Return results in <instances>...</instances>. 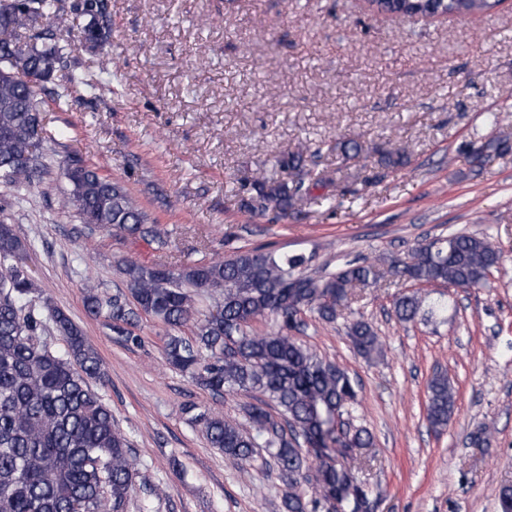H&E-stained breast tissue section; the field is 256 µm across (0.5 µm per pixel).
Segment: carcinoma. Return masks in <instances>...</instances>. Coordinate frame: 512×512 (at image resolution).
I'll return each instance as SVG.
<instances>
[{
	"instance_id": "obj_1",
	"label": "carcinoma",
	"mask_w": 512,
	"mask_h": 512,
	"mask_svg": "<svg viewBox=\"0 0 512 512\" xmlns=\"http://www.w3.org/2000/svg\"><path fill=\"white\" fill-rule=\"evenodd\" d=\"M499 0H376L378 9L408 15L469 16L493 11ZM74 18L81 19L75 26ZM48 22L56 34H38L25 43L19 33ZM79 42L95 51L104 71L111 64L108 0H0V184L16 202L41 182L45 164L34 110L37 96L60 72L64 85L54 92L58 105L72 94L94 95L101 81L65 63L67 47ZM290 181L259 172L250 182L252 211L285 213L307 195L303 152L278 160ZM67 190L61 198L89 228L116 230L134 239L164 245L155 226L124 182L100 173L79 158L65 161ZM27 248L13 225L0 220V512H126L137 476L127 437L115 427L112 411L90 380L106 376L103 359L82 328L48 298L43 312L26 309L34 291L25 263ZM303 255L263 249L238 250L170 267L123 262L125 290L103 302L95 286L85 285V306L94 317L106 314L112 332L135 343L129 326L144 313L166 328L193 322L192 336L167 335L169 366L187 373L217 396L257 394L243 418L183 408L187 422L203 431L213 448L244 472L257 461L274 462L272 472L287 486L282 512H369L357 457L371 456L372 434L343 419L356 402L355 383L337 364L298 341L294 333L311 313L336 320L361 288H380L388 280L483 288L501 265V253L486 236L452 233L418 244L389 264L349 260L335 271H305ZM214 304L196 316V297ZM448 303L417 292L401 293L394 311L402 322L427 321ZM271 321L262 334L252 321ZM51 322L65 342L56 351L41 341ZM353 348L366 359L381 355L383 343L367 321L347 331ZM426 420L448 426L456 408L448 375L428 382ZM262 448L266 457L259 458Z\"/></svg>"
}]
</instances>
